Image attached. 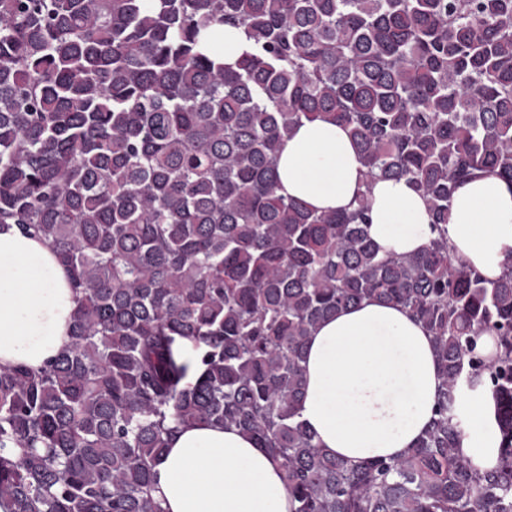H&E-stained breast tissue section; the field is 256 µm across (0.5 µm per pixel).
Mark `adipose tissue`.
Masks as SVG:
<instances>
[{
	"label": "adipose tissue",
	"mask_w": 512,
	"mask_h": 512,
	"mask_svg": "<svg viewBox=\"0 0 512 512\" xmlns=\"http://www.w3.org/2000/svg\"><path fill=\"white\" fill-rule=\"evenodd\" d=\"M367 191L369 234L379 255L425 251L427 204L409 179L366 182L347 129L303 121L281 147L279 195L320 211H345ZM452 255L497 281L512 265V183L489 175L459 183L448 214ZM77 298L51 248L0 226V367L40 368L71 343ZM301 416L315 443L359 464L400 458L434 417L441 376L433 341L405 308L378 300L323 321L306 344ZM461 453L479 470L498 458L488 387L460 383ZM164 512H292L279 465L232 427L180 428L155 468Z\"/></svg>",
	"instance_id": "ef3b65f1"
}]
</instances>
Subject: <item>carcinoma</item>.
Segmentation results:
<instances>
[{
    "label": "carcinoma",
    "mask_w": 512,
    "mask_h": 512,
    "mask_svg": "<svg viewBox=\"0 0 512 512\" xmlns=\"http://www.w3.org/2000/svg\"><path fill=\"white\" fill-rule=\"evenodd\" d=\"M224 24L249 40L234 68L200 48ZM316 118L348 128L366 183L412 181L426 251L379 255L365 192L340 213L277 194L283 140ZM482 174L512 182V0H0V224L78 297L67 350L0 367V505L163 512L154 468L206 424L267 449L294 512H512V268L489 285L448 246ZM374 299L433 337L441 385L407 455L354 466L301 419L304 352ZM485 377L501 442L481 472L455 402Z\"/></svg>",
    "instance_id": "obj_1"
}]
</instances>
